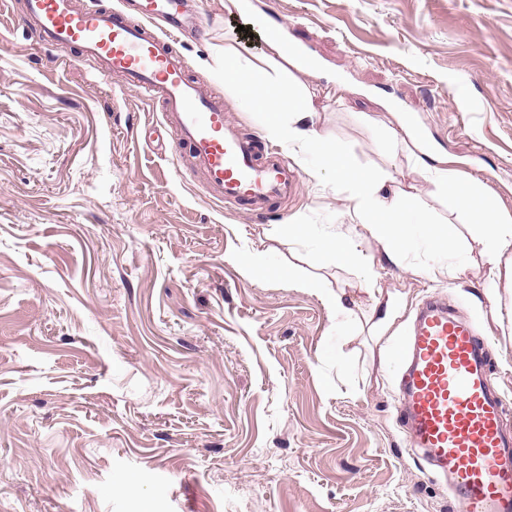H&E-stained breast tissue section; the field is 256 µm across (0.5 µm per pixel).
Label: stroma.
Masks as SVG:
<instances>
[{
  "mask_svg": "<svg viewBox=\"0 0 512 512\" xmlns=\"http://www.w3.org/2000/svg\"><path fill=\"white\" fill-rule=\"evenodd\" d=\"M180 51L223 94L225 49L264 55L224 0ZM317 59L293 71L316 121L360 167L429 213L453 248L389 261L347 193L297 167L265 221L176 175L155 106L78 49L42 44L0 11V512H460L397 420L395 348L421 299L446 295L494 352L512 429V276L484 279L481 230L402 147L371 128L401 115L423 148L512 208V0H251ZM344 232L399 316L375 338L357 270L310 268L359 306L350 333L319 300L253 279L240 254L297 255L285 225ZM465 272H457V265ZM135 481L134 492L120 490Z\"/></svg>",
  "mask_w": 512,
  "mask_h": 512,
  "instance_id": "35a3bbf8",
  "label": "stroma"
}]
</instances>
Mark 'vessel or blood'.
I'll return each mask as SVG.
<instances>
[{"mask_svg":"<svg viewBox=\"0 0 512 512\" xmlns=\"http://www.w3.org/2000/svg\"><path fill=\"white\" fill-rule=\"evenodd\" d=\"M138 13L25 0L23 21L43 44L79 49L100 77L122 75L159 105L176 144L190 150L180 175L200 181L213 201L261 213L295 194L298 172L280 157H262L258 139L226 117L223 97L187 75L177 49L190 23L181 0H138ZM487 345L445 299H426L396 350L399 412L410 447L447 474L463 512H512V433L503 426L505 399L488 382Z\"/></svg>","mask_w":512,"mask_h":512,"instance_id":"b4317fda","label":"vessel or blood"}]
</instances>
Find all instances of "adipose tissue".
I'll use <instances>...</instances> for the list:
<instances>
[{
  "mask_svg": "<svg viewBox=\"0 0 512 512\" xmlns=\"http://www.w3.org/2000/svg\"><path fill=\"white\" fill-rule=\"evenodd\" d=\"M221 76L241 111L263 116L266 137L285 143L294 155L317 156L323 176L348 193L352 222L367 230L388 259H398L424 242L437 251H447V238L433 232L432 219L426 211L388 190L382 172L359 167L351 154L333 147L329 135L316 123L311 96L305 89L238 51H225ZM429 175L456 209L470 223L479 225L486 282L492 284L502 274H511L512 210L484 183L459 169L433 166ZM286 231L304 262L318 267L329 259L340 267L358 268L368 291H375L376 281L353 238L339 233L318 238L308 224H291ZM238 262L256 280L276 277L315 295L327 310L343 320H350L353 314L345 289L327 287L320 276H302L293 269L272 265L261 251L241 255Z\"/></svg>",
  "mask_w": 512,
  "mask_h": 512,
  "instance_id": "adipose-tissue-1",
  "label": "adipose tissue"
}]
</instances>
